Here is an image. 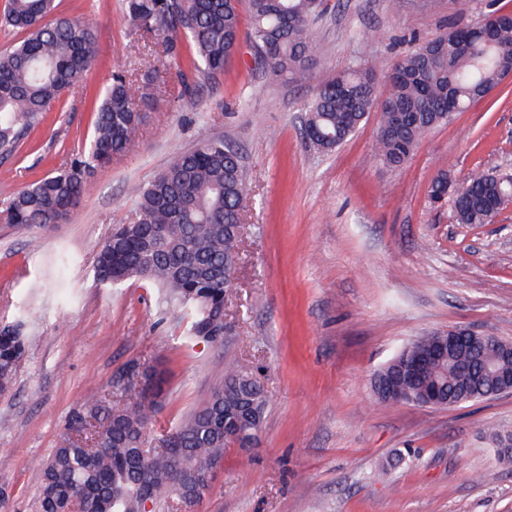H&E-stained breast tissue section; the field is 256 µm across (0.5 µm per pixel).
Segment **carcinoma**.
I'll list each match as a JSON object with an SVG mask.
<instances>
[{
  "instance_id": "carcinoma-1",
  "label": "carcinoma",
  "mask_w": 512,
  "mask_h": 512,
  "mask_svg": "<svg viewBox=\"0 0 512 512\" xmlns=\"http://www.w3.org/2000/svg\"><path fill=\"white\" fill-rule=\"evenodd\" d=\"M251 38L258 59L275 77H307L316 53L311 25L324 13L323 0H246ZM54 0H8L0 24L24 39L0 54V156H10L48 107L83 79L96 58L93 25L58 17ZM132 30L140 37L164 38L172 64L181 67L180 35L190 39V65L210 80L224 74L236 53L240 0H125ZM512 71V12H492L488 23L456 27L419 44L386 74L367 61L323 81L305 104L303 134L320 152L349 140L378 111L376 156L384 164H404L434 128L484 98L504 72ZM388 92L378 99L379 88ZM139 104L131 80L116 72L94 107L89 147L71 156L57 174L17 192L6 212L11 224L44 226L66 216L89 188L98 167L125 153L140 131ZM512 188L507 175L473 171L458 182L444 172L432 181L429 199L452 197L459 224H491ZM136 208L128 222L116 224L97 251L94 276L120 285L131 279L152 283L167 307L185 325L187 344H217L212 336L224 323L238 261V225L248 194L238 150L222 137L179 153L144 187L134 189ZM428 334L382 367L374 383L396 373L407 352L432 343ZM27 349L22 322L0 325V392L12 384ZM444 360L416 379H403L396 393L414 403L431 393L448 405L470 402L495 376L479 363L460 373ZM267 396L260 379L236 362L208 400L169 429L171 451L142 455L157 401L135 377H120L112 392L75 413L70 432L52 456L39 463L42 485L37 512H64L78 503L85 512H142L150 493L155 512L177 502L197 512L205 492L199 478L224 460L233 442L251 445L261 428Z\"/></svg>"
}]
</instances>
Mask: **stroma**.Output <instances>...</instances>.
Returning a JSON list of instances; mask_svg holds the SVG:
<instances>
[{"label":"stroma","mask_w":512,"mask_h":512,"mask_svg":"<svg viewBox=\"0 0 512 512\" xmlns=\"http://www.w3.org/2000/svg\"><path fill=\"white\" fill-rule=\"evenodd\" d=\"M58 3L93 23L100 53L19 151L0 158V321L24 320L31 339L0 393V512H36L38 461L130 364L172 370L151 448L204 404L232 359L261 374L268 404L258 444L225 448L200 512H512V464L488 439L490 429L512 431V393L435 408L379 402L372 384L427 333L512 340V206L469 225L428 199L441 172L512 171V78L433 129L398 168L375 157L376 118L328 154L301 130L321 81L364 60L391 69L451 27L512 11V0H328L305 82L257 69L246 21L224 74L207 80L171 65L162 38L144 44L123 0ZM149 68L168 95L138 81ZM116 71L151 100L137 141L97 170L65 218L6 223L19 189L89 144L93 102ZM214 136L239 148L247 174L241 260L223 343L188 348L156 287L103 285L93 267L113 225L131 217L134 188Z\"/></svg>","instance_id":"35a3bbf8"}]
</instances>
